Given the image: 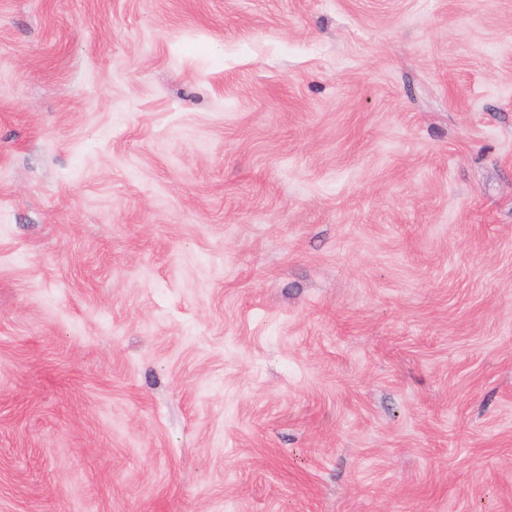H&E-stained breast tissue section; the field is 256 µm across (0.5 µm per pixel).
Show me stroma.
<instances>
[{"mask_svg":"<svg viewBox=\"0 0 512 512\" xmlns=\"http://www.w3.org/2000/svg\"><path fill=\"white\" fill-rule=\"evenodd\" d=\"M0 512H512V0H0Z\"/></svg>","mask_w":512,"mask_h":512,"instance_id":"obj_1","label":"stroma"}]
</instances>
